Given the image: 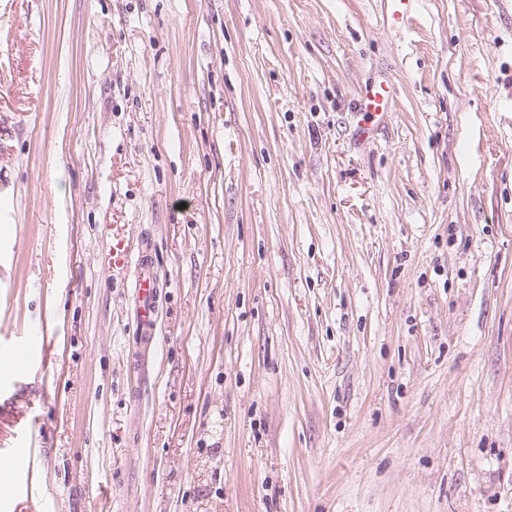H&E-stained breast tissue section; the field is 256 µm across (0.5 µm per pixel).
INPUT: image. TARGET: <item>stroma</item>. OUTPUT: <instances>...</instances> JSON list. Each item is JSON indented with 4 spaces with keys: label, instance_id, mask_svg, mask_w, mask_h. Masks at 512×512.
Here are the masks:
<instances>
[{
    "label": "stroma",
    "instance_id": "35a3bbf8",
    "mask_svg": "<svg viewBox=\"0 0 512 512\" xmlns=\"http://www.w3.org/2000/svg\"><path fill=\"white\" fill-rule=\"evenodd\" d=\"M386 9L0 0V512H512V0ZM393 92V85L386 77L367 85L362 91L355 105L362 115L361 136L367 137L375 127L385 122ZM136 262L138 267L133 288L139 302L140 332L149 340L155 336V314L157 284L150 273L151 258L147 249H143Z\"/></svg>",
    "mask_w": 512,
    "mask_h": 512
}]
</instances>
